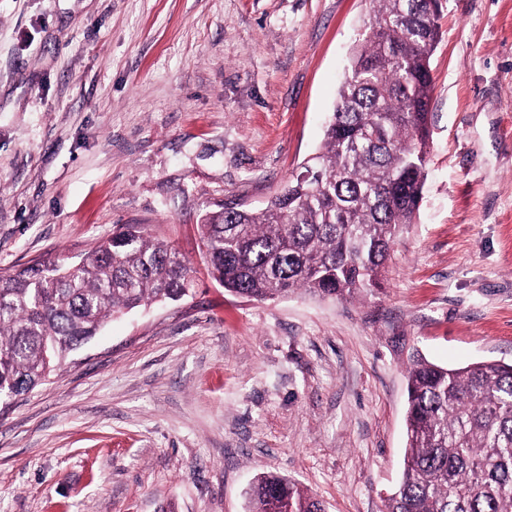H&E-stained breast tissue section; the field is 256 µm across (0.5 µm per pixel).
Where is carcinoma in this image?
<instances>
[{"label":"carcinoma","instance_id":"1","mask_svg":"<svg viewBox=\"0 0 512 512\" xmlns=\"http://www.w3.org/2000/svg\"><path fill=\"white\" fill-rule=\"evenodd\" d=\"M375 26L356 44L321 152L260 211L230 203L200 219L212 278L256 301L292 294L364 297L413 223L430 138L431 0H371ZM185 259L124 225L79 261L0 274V397L49 380L112 316L190 293ZM401 479L383 512H512V363L449 368L408 353ZM249 512H325L285 477L262 473Z\"/></svg>","mask_w":512,"mask_h":512}]
</instances>
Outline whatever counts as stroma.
Instances as JSON below:
<instances>
[{
    "label": "stroma",
    "mask_w": 512,
    "mask_h": 512,
    "mask_svg": "<svg viewBox=\"0 0 512 512\" xmlns=\"http://www.w3.org/2000/svg\"><path fill=\"white\" fill-rule=\"evenodd\" d=\"M371 11L0 0V273L136 224L193 278L0 404V512H247L260 473L381 512L409 348L512 362V0L443 4L422 199L380 288L256 302L208 273L201 213L264 208L318 152Z\"/></svg>",
    "instance_id": "obj_1"
}]
</instances>
